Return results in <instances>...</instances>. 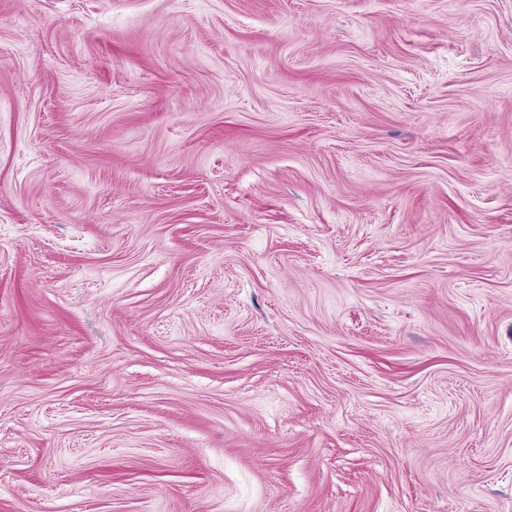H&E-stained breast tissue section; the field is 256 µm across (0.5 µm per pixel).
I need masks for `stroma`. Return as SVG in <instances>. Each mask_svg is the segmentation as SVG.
Masks as SVG:
<instances>
[{
    "label": "stroma",
    "mask_w": 512,
    "mask_h": 512,
    "mask_svg": "<svg viewBox=\"0 0 512 512\" xmlns=\"http://www.w3.org/2000/svg\"><path fill=\"white\" fill-rule=\"evenodd\" d=\"M0 512H512V0H0Z\"/></svg>",
    "instance_id": "stroma-1"
}]
</instances>
